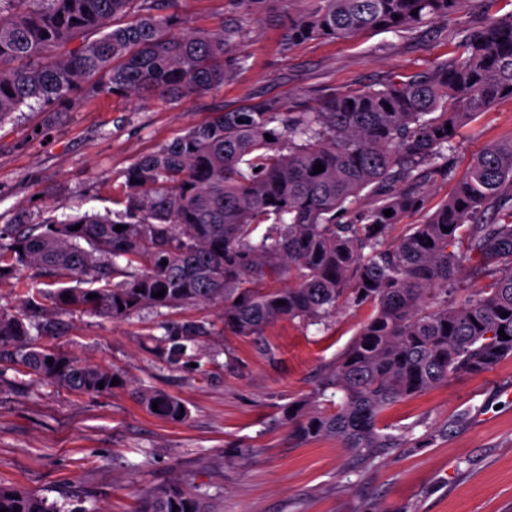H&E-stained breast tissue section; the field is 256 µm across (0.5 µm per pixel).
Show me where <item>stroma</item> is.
Masks as SVG:
<instances>
[{
	"label": "stroma",
	"instance_id": "obj_1",
	"mask_svg": "<svg viewBox=\"0 0 512 512\" xmlns=\"http://www.w3.org/2000/svg\"><path fill=\"white\" fill-rule=\"evenodd\" d=\"M300 0H271L236 47L244 69L224 87L177 103L77 99L22 107L0 122V226L19 211L34 220L120 209L117 187L139 157L215 113L275 99L289 111L320 106L389 76L447 58L448 35L512 11V0H465L462 9L413 32L375 31L284 50V20ZM190 28H214L229 0H181ZM512 138V99L464 127L449 153L453 176L430 189L449 196L486 145ZM220 305L144 309L115 322L61 315L62 333L41 344L109 367L126 380L85 395L0 374V485L20 487L63 512H134L147 488L182 480L206 491L213 512H512V358L460 375L386 410L400 444L367 459L333 436H290L288 409L326 408L321 376L355 336L367 311L342 305L327 323L279 321L260 336L210 337L192 363L169 366L153 342L160 322H218ZM162 390L185 402L181 422L133 396Z\"/></svg>",
	"mask_w": 512,
	"mask_h": 512
}]
</instances>
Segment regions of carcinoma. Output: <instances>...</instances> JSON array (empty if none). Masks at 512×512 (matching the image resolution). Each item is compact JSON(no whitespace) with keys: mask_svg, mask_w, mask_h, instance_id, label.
Here are the masks:
<instances>
[{"mask_svg":"<svg viewBox=\"0 0 512 512\" xmlns=\"http://www.w3.org/2000/svg\"><path fill=\"white\" fill-rule=\"evenodd\" d=\"M231 2L233 18L212 30L185 27L177 0H0V121L76 93L177 102L224 86L247 61L235 54L245 23L262 20L270 0ZM462 2L307 0L288 18L284 50L373 29L409 32ZM88 30L101 36L64 52ZM450 40L452 55L430 69L311 112L271 100L216 113L124 171L121 210L38 222L18 213L0 227V283L21 286L12 307L0 306V361L39 382L106 394L112 369L37 346L56 315L117 320L224 303L219 328L163 325L158 348L176 366L207 336H259L280 320L317 324L351 302L370 313L320 382L339 401L331 411L290 409L288 426L302 440L333 435L362 457L397 447L399 437L379 432L386 409L512 358V139L485 147L423 223L390 239L448 178L446 151L459 129L512 98V13ZM316 164L324 171L313 173ZM26 269L54 288L30 287ZM286 273L288 287H259ZM464 275L483 285L458 298ZM136 395L149 411L158 404L161 417L188 416L162 391ZM205 500L174 481L143 491L136 512H209ZM2 509L62 512L1 486Z\"/></svg>","mask_w":512,"mask_h":512,"instance_id":"obj_1","label":"carcinoma"}]
</instances>
